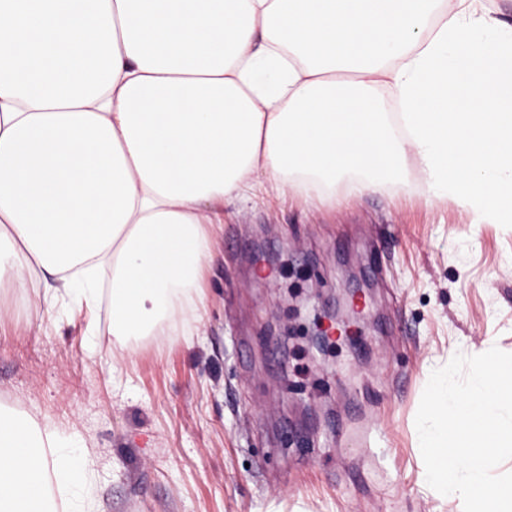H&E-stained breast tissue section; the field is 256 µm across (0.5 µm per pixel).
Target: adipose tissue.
<instances>
[{
	"label": "adipose tissue",
	"instance_id": "obj_1",
	"mask_svg": "<svg viewBox=\"0 0 512 512\" xmlns=\"http://www.w3.org/2000/svg\"><path fill=\"white\" fill-rule=\"evenodd\" d=\"M416 171L512 223V24L486 0H0V288L185 335L225 202ZM0 414V512L92 502L88 461Z\"/></svg>",
	"mask_w": 512,
	"mask_h": 512
}]
</instances>
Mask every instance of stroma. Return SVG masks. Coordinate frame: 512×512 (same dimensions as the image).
<instances>
[{"instance_id":"1","label":"stroma","mask_w":512,"mask_h":512,"mask_svg":"<svg viewBox=\"0 0 512 512\" xmlns=\"http://www.w3.org/2000/svg\"><path fill=\"white\" fill-rule=\"evenodd\" d=\"M363 290L358 343L316 352L314 308ZM0 290V410L92 463L95 512H460L427 491L415 417L458 353H512V223L414 176L332 200L225 207L188 336L112 347L96 319ZM371 429L351 443L353 423Z\"/></svg>"}]
</instances>
